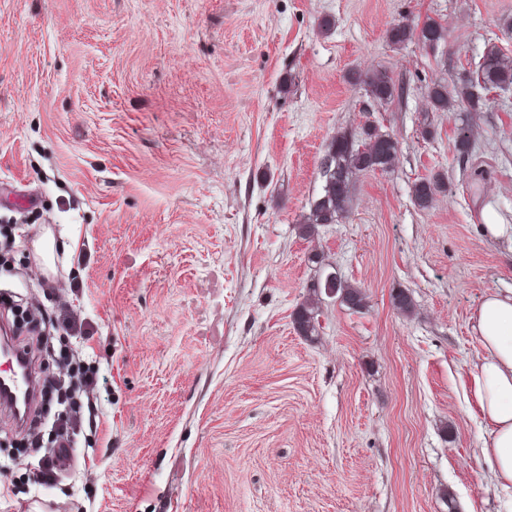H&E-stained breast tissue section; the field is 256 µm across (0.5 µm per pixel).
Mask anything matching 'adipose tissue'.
I'll list each match as a JSON object with an SVG mask.
<instances>
[{
    "label": "adipose tissue",
    "mask_w": 512,
    "mask_h": 512,
    "mask_svg": "<svg viewBox=\"0 0 512 512\" xmlns=\"http://www.w3.org/2000/svg\"><path fill=\"white\" fill-rule=\"evenodd\" d=\"M471 322L481 347L472 381L486 427L481 456L495 482L512 487V289L486 292Z\"/></svg>",
    "instance_id": "obj_1"
}]
</instances>
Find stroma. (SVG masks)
<instances>
[{
  "instance_id": "obj_1",
  "label": "stroma",
  "mask_w": 512,
  "mask_h": 512,
  "mask_svg": "<svg viewBox=\"0 0 512 512\" xmlns=\"http://www.w3.org/2000/svg\"><path fill=\"white\" fill-rule=\"evenodd\" d=\"M430 18L437 48L389 43ZM491 43L512 57V0H0V184L32 197L0 201V293L80 310L74 346L109 387L54 484L0 421V512H512L480 455L470 326L512 288L479 219L512 225V87L465 120L427 99ZM379 68L402 98L350 80ZM368 124L398 140L393 171L302 238L328 141ZM315 252L366 304L325 299L310 342L292 314ZM443 186L442 178L433 176L432 178H424L415 183L413 188V200L414 204L422 209H428L438 191Z\"/></svg>"
}]
</instances>
